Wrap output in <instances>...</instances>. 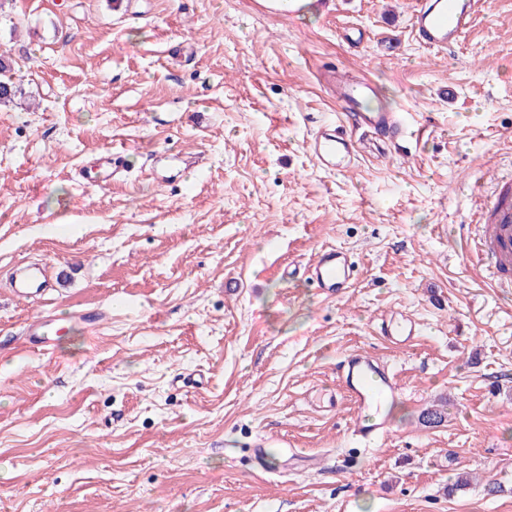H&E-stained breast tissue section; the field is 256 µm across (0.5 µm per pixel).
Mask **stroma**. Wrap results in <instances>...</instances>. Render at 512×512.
<instances>
[{
	"instance_id": "1",
	"label": "stroma",
	"mask_w": 512,
	"mask_h": 512,
	"mask_svg": "<svg viewBox=\"0 0 512 512\" xmlns=\"http://www.w3.org/2000/svg\"><path fill=\"white\" fill-rule=\"evenodd\" d=\"M418 2L0 0V512H512V291L462 260L512 176V0L450 51L415 40ZM336 68L419 136L321 168ZM109 153L120 174L83 187ZM324 246L356 265L339 297L306 279ZM31 264L48 299L12 295ZM393 310L412 344L379 334ZM38 314L63 328L46 352ZM354 350L399 383L374 445L337 378ZM258 6L265 15L279 19H291L307 10L329 17L335 12L334 0H259ZM58 332L54 321L41 315L31 317L24 327L26 342L36 347L37 351L49 350Z\"/></svg>"
}]
</instances>
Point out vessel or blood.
I'll return each mask as SVG.
<instances>
[{
	"label": "vessel or blood",
	"instance_id": "1",
	"mask_svg": "<svg viewBox=\"0 0 512 512\" xmlns=\"http://www.w3.org/2000/svg\"><path fill=\"white\" fill-rule=\"evenodd\" d=\"M259 6L265 15L279 19H291L308 10L328 17L335 11V0H260ZM490 6V0H424L414 17L415 39L431 49H449L465 34L474 15ZM330 83L336 99L352 108L351 120L358 128L387 140L404 141L412 137V129L394 114L363 110V103L372 93L368 81L352 80L335 70ZM309 148L323 168L338 172L350 168L355 157L354 141L340 124L321 132ZM484 210L485 220L476 226L466 259L474 265L491 267L497 275L498 287L511 289L512 184L502 183ZM353 275L346 252L333 247L320 248L309 269L310 281L325 295H341ZM378 330L401 345L412 341L418 333L415 321L400 312L383 318ZM57 334L54 321L41 315L30 318L24 327L27 343L40 351L48 350ZM338 378L344 397L355 411L353 436L368 442L387 436L389 425L381 413V404L399 388L395 374L364 352L353 351L341 360Z\"/></svg>",
	"mask_w": 512,
	"mask_h": 512
}]
</instances>
